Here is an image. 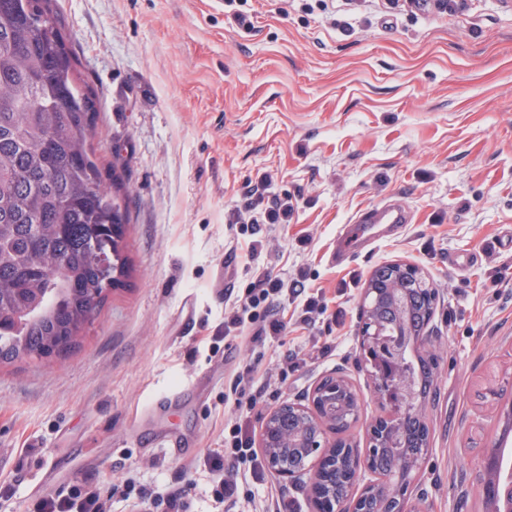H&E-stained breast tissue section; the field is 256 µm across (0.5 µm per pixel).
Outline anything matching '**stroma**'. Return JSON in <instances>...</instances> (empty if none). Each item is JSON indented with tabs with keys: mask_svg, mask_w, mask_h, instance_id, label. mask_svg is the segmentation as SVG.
Masks as SVG:
<instances>
[{
	"mask_svg": "<svg viewBox=\"0 0 512 512\" xmlns=\"http://www.w3.org/2000/svg\"><path fill=\"white\" fill-rule=\"evenodd\" d=\"M63 31L98 97L96 140L132 193L131 265L78 346L41 364H0V512H34L83 484L112 512H150L112 493L125 477L188 487L183 512H215L210 448L233 425L258 437L269 409L336 366L381 415L361 367L358 309L370 274L419 265L440 292L430 449L418 482L428 512H484L483 454L512 449V0H57ZM287 199L284 224L252 207L259 180ZM385 204L406 223L335 254L345 228ZM262 243L251 252L252 240ZM236 262L220 270L225 254ZM268 271L326 314L288 338L224 342L226 297ZM193 311L192 329L182 318ZM255 365L251 409L227 402ZM182 395L160 416L156 396ZM166 434L194 453L158 447ZM239 512H308L300 487L242 464Z\"/></svg>",
	"mask_w": 512,
	"mask_h": 512,
	"instance_id": "1",
	"label": "stroma"
}]
</instances>
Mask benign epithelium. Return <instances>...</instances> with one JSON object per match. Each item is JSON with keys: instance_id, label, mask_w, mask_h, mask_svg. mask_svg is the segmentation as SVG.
Returning <instances> with one entry per match:
<instances>
[{"instance_id": "obj_1", "label": "benign epithelium", "mask_w": 512, "mask_h": 512, "mask_svg": "<svg viewBox=\"0 0 512 512\" xmlns=\"http://www.w3.org/2000/svg\"><path fill=\"white\" fill-rule=\"evenodd\" d=\"M427 280L417 265L397 261L374 270L360 304V346L365 360L383 356L387 366H372L373 395L389 413L367 429L360 447L349 431L362 417L363 400L348 371L338 367L318 379L307 396L271 408L260 433V447L271 473L288 484L305 488L309 512H428L424 495L412 487L430 448V431L412 394L405 362L406 350L432 346L429 325L434 316L437 290L429 289L425 318L413 327L409 295ZM417 421L423 431L422 451L411 456L396 452V468L373 470V460L385 448L397 447L407 426ZM295 448L305 449L307 464L288 465ZM369 472L373 479L359 485Z\"/></svg>"}]
</instances>
